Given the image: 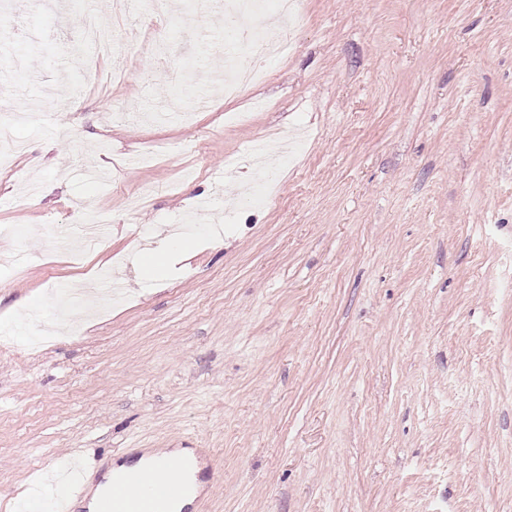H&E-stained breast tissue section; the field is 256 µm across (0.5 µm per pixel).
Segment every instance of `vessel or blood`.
I'll list each match as a JSON object with an SVG mask.
<instances>
[{
  "instance_id": "vessel-or-blood-1",
  "label": "vessel or blood",
  "mask_w": 512,
  "mask_h": 512,
  "mask_svg": "<svg viewBox=\"0 0 512 512\" xmlns=\"http://www.w3.org/2000/svg\"><path fill=\"white\" fill-rule=\"evenodd\" d=\"M84 463L72 458L61 470L44 471L33 488L31 498L41 502L56 488L64 494L56 512H70V504L82 496ZM187 493L184 469L169 470L160 465L148 474L132 468L123 472L112 485V494L101 505L99 512H171L173 502L182 500Z\"/></svg>"
}]
</instances>
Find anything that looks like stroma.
<instances>
[{"instance_id": "stroma-1", "label": "stroma", "mask_w": 512, "mask_h": 512, "mask_svg": "<svg viewBox=\"0 0 512 512\" xmlns=\"http://www.w3.org/2000/svg\"><path fill=\"white\" fill-rule=\"evenodd\" d=\"M1 10L0 79L42 118L0 169V250L27 256L0 264V512L38 470L158 448L200 449L193 512H512V0H300L293 50L204 110L209 0H179L167 55L83 42L111 0ZM273 132L300 140L263 168ZM187 214L192 251L146 280ZM100 216L82 265L49 248Z\"/></svg>"}]
</instances>
